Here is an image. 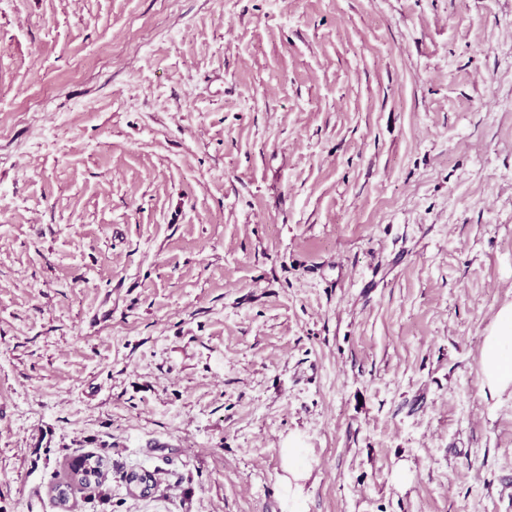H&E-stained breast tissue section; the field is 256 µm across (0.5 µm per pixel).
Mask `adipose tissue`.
I'll return each instance as SVG.
<instances>
[{
    "instance_id": "1",
    "label": "adipose tissue",
    "mask_w": 512,
    "mask_h": 512,
    "mask_svg": "<svg viewBox=\"0 0 512 512\" xmlns=\"http://www.w3.org/2000/svg\"><path fill=\"white\" fill-rule=\"evenodd\" d=\"M481 385L485 395L492 398L512 393V304L499 310L495 323L483 340ZM284 454L288 458L283 477L288 493V512H303L304 489L311 469L296 440H289Z\"/></svg>"
}]
</instances>
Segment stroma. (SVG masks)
Returning <instances> with one entry per match:
<instances>
[{
	"mask_svg": "<svg viewBox=\"0 0 512 512\" xmlns=\"http://www.w3.org/2000/svg\"><path fill=\"white\" fill-rule=\"evenodd\" d=\"M511 303L512 0H0V512H512ZM481 385L485 396L512 395V304L502 307L484 337L481 349ZM296 445V439L289 436V448H282V453L288 456L286 475L282 477V480L288 492L289 512H303L305 484L311 477V468L304 460V448H297ZM102 462L103 460L100 457L95 456L93 454H84L73 459L71 462L68 463L63 478L58 479L56 474L54 475V480L51 482L50 485L51 490L52 488L56 489L63 484L69 488L73 486L72 491L74 490V488L77 487L86 489L92 487H100L103 483L104 476L98 477L94 481H89L81 475L84 472H86L85 466L87 464L95 463L97 467H99Z\"/></svg>",
	"mask_w": 512,
	"mask_h": 512,
	"instance_id": "obj_1",
	"label": "stroma"
}]
</instances>
